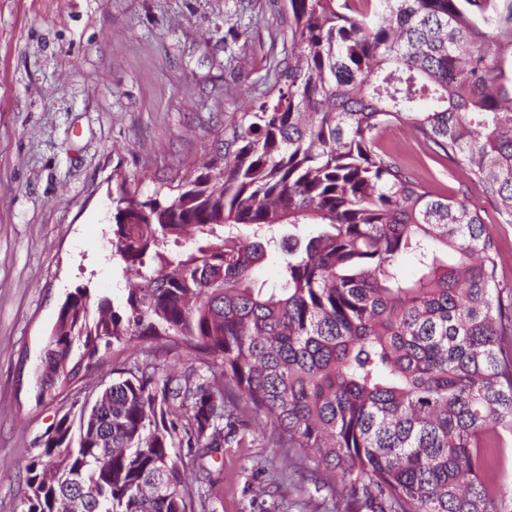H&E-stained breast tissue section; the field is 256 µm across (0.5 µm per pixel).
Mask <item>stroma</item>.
I'll return each instance as SVG.
<instances>
[{"mask_svg": "<svg viewBox=\"0 0 512 512\" xmlns=\"http://www.w3.org/2000/svg\"><path fill=\"white\" fill-rule=\"evenodd\" d=\"M286 0H0V512H19L26 464L57 419L36 404L32 368L66 295L120 298L112 259V173L152 191L219 144L225 124L261 100L290 47ZM379 146L435 193L467 176L407 128ZM164 375L189 363L173 347L135 339L114 347L75 391H97L128 360ZM266 427L224 449L216 512H285L321 504L313 461L287 460ZM301 474L276 485L259 462Z\"/></svg>", "mask_w": 512, "mask_h": 512, "instance_id": "35a3bbf8", "label": "stroma"}]
</instances>
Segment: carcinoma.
<instances>
[{
  "label": "carcinoma",
  "instance_id": "1",
  "mask_svg": "<svg viewBox=\"0 0 512 512\" xmlns=\"http://www.w3.org/2000/svg\"><path fill=\"white\" fill-rule=\"evenodd\" d=\"M493 2L289 0L291 53L218 154L146 195L114 169L110 248L129 286L116 302L66 295L37 398L134 336L203 373L118 371L47 429L20 512H59L74 491L83 512H208L205 460L269 417L278 447L315 449L327 512H501L498 241L467 192L435 194L378 145L411 127L512 224V4Z\"/></svg>",
  "mask_w": 512,
  "mask_h": 512
}]
</instances>
